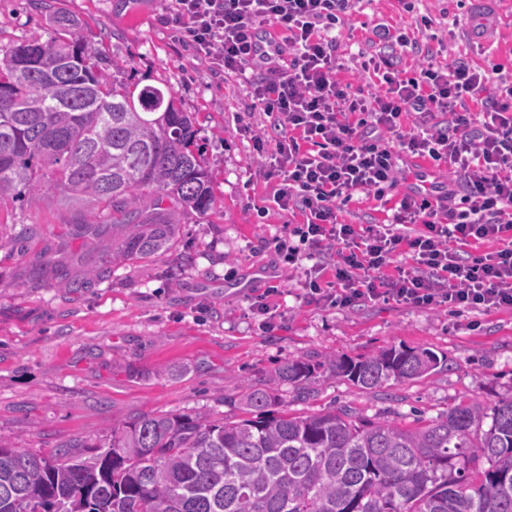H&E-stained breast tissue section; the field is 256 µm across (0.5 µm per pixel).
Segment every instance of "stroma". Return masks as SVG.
<instances>
[{
	"instance_id": "obj_1",
	"label": "stroma",
	"mask_w": 512,
	"mask_h": 512,
	"mask_svg": "<svg viewBox=\"0 0 512 512\" xmlns=\"http://www.w3.org/2000/svg\"><path fill=\"white\" fill-rule=\"evenodd\" d=\"M82 22L89 50L117 64L116 83L172 91L195 118L197 139L216 195L204 217L182 218L175 252L112 263V222L88 205L0 196V438L40 455L76 439L107 443L113 429L140 414L206 412L233 417L236 399L301 355H370L428 348L448 360L439 374L378 393L317 375L308 398L280 386L275 410L293 416L348 409L367 420L410 426L471 400L512 396V309L420 308L384 300L347 306L311 300L301 272L289 270L276 237L305 223L269 200L256 172L254 133L274 136L271 117L251 111L250 81L213 73L167 22L166 0H59ZM434 18L424 29L421 16ZM383 21L418 41L400 66L465 58L512 73V0L492 19L483 46L463 32L465 0H360L352 28L338 31L339 77L368 97L380 86L356 68L359 50ZM52 32L31 0H0V47L46 41ZM96 227L78 235L74 224ZM31 232L19 239L22 226ZM62 265L78 286L34 277ZM96 268L109 276L88 281ZM266 297L271 312L252 310Z\"/></svg>"
}]
</instances>
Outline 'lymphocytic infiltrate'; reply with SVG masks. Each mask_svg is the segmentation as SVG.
Masks as SVG:
<instances>
[{"label": "lymphocytic infiltrate", "mask_w": 512, "mask_h": 512, "mask_svg": "<svg viewBox=\"0 0 512 512\" xmlns=\"http://www.w3.org/2000/svg\"><path fill=\"white\" fill-rule=\"evenodd\" d=\"M356 0H170L169 21L217 73L264 70L254 106L276 114L280 135L255 136L264 178H278L279 210L306 213L279 237L291 265L308 261L309 297L341 302L384 299L418 307L454 304L488 311L512 307V75L464 59L403 76L397 54L405 32L375 25V52L361 70L377 78L371 98L351 97L338 77L334 31ZM278 38L288 56L264 67L259 36ZM413 113V129L401 117ZM445 163L454 177L444 197L404 195L391 220L340 222L339 202L364 193L383 199L402 172L403 155ZM490 243L475 255L470 245ZM409 254L410 266L397 264Z\"/></svg>", "instance_id": "lymphocytic-infiltrate-1"}]
</instances>
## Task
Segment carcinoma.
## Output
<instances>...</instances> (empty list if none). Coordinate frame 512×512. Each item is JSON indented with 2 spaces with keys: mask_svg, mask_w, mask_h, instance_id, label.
Returning <instances> with one entry per match:
<instances>
[{
  "mask_svg": "<svg viewBox=\"0 0 512 512\" xmlns=\"http://www.w3.org/2000/svg\"><path fill=\"white\" fill-rule=\"evenodd\" d=\"M54 36L0 48V195L90 204L121 229L112 264L176 247L178 213L213 208L193 117L171 92L117 89L113 63L87 50L81 21L57 8ZM62 288H81L47 264ZM445 360L389 347L361 358L286 361L243 394L249 418L141 415L90 454L76 439L51 456L0 439V512H512V397L460 404L422 426L348 409L269 410L323 373L369 392L421 380ZM488 428H483L485 419ZM488 468L473 473L468 465Z\"/></svg>",
  "mask_w": 512,
  "mask_h": 512,
  "instance_id": "cac0c4a2",
  "label": "carcinoma"
}]
</instances>
